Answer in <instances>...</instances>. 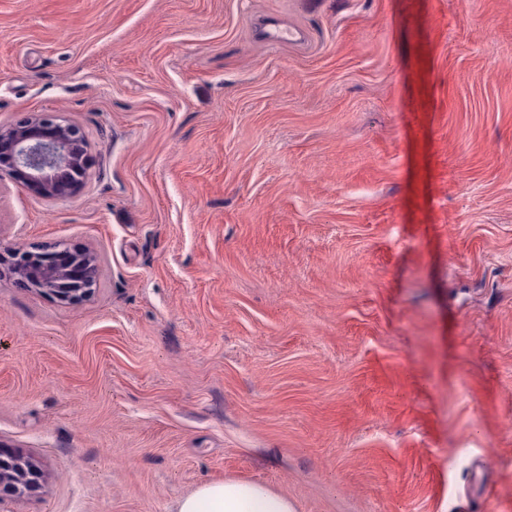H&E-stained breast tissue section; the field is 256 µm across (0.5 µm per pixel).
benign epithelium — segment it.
<instances>
[{
	"mask_svg": "<svg viewBox=\"0 0 512 512\" xmlns=\"http://www.w3.org/2000/svg\"><path fill=\"white\" fill-rule=\"evenodd\" d=\"M81 158L88 168L87 147L80 127L53 112L25 117L0 128V182L20 183L45 198L75 195L85 175L72 167ZM0 264L28 288H36L61 303L87 299L97 285L98 260L94 252L64 241L8 249ZM43 474L23 452L0 448V501L23 498L37 492Z\"/></svg>",
	"mask_w": 512,
	"mask_h": 512,
	"instance_id": "7a95c632",
	"label": "benign epithelium"
}]
</instances>
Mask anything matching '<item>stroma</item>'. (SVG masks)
I'll return each instance as SVG.
<instances>
[{
    "mask_svg": "<svg viewBox=\"0 0 512 512\" xmlns=\"http://www.w3.org/2000/svg\"><path fill=\"white\" fill-rule=\"evenodd\" d=\"M304 39L274 46L255 21ZM54 112L75 197L0 184V512H512V0H0V127ZM0 264L27 288H37L61 303L87 299L97 285L98 260L89 249H78L64 241L27 249H4ZM42 478L39 466L23 452L0 448V501L37 492ZM174 512H295L287 497L261 482L214 480L180 497Z\"/></svg>",
    "mask_w": 512,
    "mask_h": 512,
    "instance_id": "1",
    "label": "stroma"
}]
</instances>
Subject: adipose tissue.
<instances>
[{"label":"adipose tissue","instance_id":"adipose-tissue-1","mask_svg":"<svg viewBox=\"0 0 512 512\" xmlns=\"http://www.w3.org/2000/svg\"><path fill=\"white\" fill-rule=\"evenodd\" d=\"M175 512H295L287 497L260 482L214 480L197 486L175 503Z\"/></svg>","mask_w":512,"mask_h":512}]
</instances>
